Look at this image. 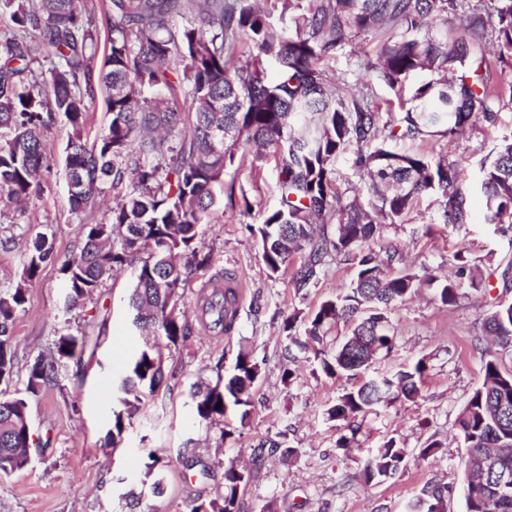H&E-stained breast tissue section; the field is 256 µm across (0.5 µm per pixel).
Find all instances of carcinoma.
I'll return each mask as SVG.
<instances>
[{
    "label": "carcinoma",
    "instance_id": "cac0c4a2",
    "mask_svg": "<svg viewBox=\"0 0 512 512\" xmlns=\"http://www.w3.org/2000/svg\"><path fill=\"white\" fill-rule=\"evenodd\" d=\"M108 22L105 61L98 53L94 6L88 0H31L11 19L18 33L0 38V207L43 191L50 169L42 132L61 116L72 130L64 148L72 211L80 220V252L61 264L68 310L93 299L114 272L130 267L132 324L152 332L127 364L112 409V443L163 381V349L179 348L192 324L178 311L183 271L203 270L210 255L198 249L202 226L214 223L212 188L224 180L241 149L255 147L279 158L278 205L251 227L273 275L292 273L296 291L317 285L326 258L358 259L350 286L325 299L308 317L292 314L283 331L291 345L312 347L322 371L356 376L373 356L393 347L388 310L427 285L441 304L463 298L457 280L430 274L422 281L388 268L398 253L377 252L380 224L403 218L420 197H435L439 223H470L468 198L484 196V222L512 232V134L497 136L476 179L457 161L425 152H397L395 139L436 141L466 133L476 122L495 130L505 101L512 102V0L459 11L458 0H103ZM359 41L370 46L364 68L392 89L408 77L433 78L413 87L410 107L381 112L373 84L349 85L322 68ZM278 70L267 80L265 63ZM106 93L111 120L93 140L83 137L88 102ZM224 131L221 141L214 130ZM351 149L354 166L369 180L374 202L348 200L336 190L334 165ZM116 203L105 221L90 222L102 194ZM336 225L335 233L325 225ZM56 260L53 239L38 233L25 250L17 282L0 291V386L13 382L16 317L27 303V285ZM227 288L201 297L198 311L211 331L229 336L238 318L233 275ZM340 321L351 333L330 351L326 327ZM304 326L305 341L297 336ZM483 333L512 344V302L485 312ZM85 341L66 332L54 350L29 365L25 392L36 396L58 381L62 367L82 362ZM428 370L425 359L391 375L345 390L328 410L332 419L366 414L394 400H412ZM481 382L459 410L455 426L477 465L492 468L479 488L464 494L465 512H512V370L489 354ZM260 365L238 353L227 380L196 386L197 416L211 425L231 406H249ZM0 475L31 464L33 435L27 399L0 391ZM409 456L389 439L364 466L370 482L391 478ZM223 491L189 512H239L247 482L234 460L222 462ZM411 512H447L446 488L425 486Z\"/></svg>",
    "mask_w": 512,
    "mask_h": 512
}]
</instances>
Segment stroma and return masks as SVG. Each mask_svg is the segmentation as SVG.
Here are the masks:
<instances>
[{
	"label": "stroma",
	"instance_id": "obj_1",
	"mask_svg": "<svg viewBox=\"0 0 512 512\" xmlns=\"http://www.w3.org/2000/svg\"><path fill=\"white\" fill-rule=\"evenodd\" d=\"M70 133L60 118L45 131L51 165L48 188L0 216V236L8 240L0 246V289L18 280L31 236L52 235L58 260L30 282L27 304L16 319L13 387L24 390L29 364L48 352L61 333L85 336L93 358L68 364L57 385L29 397L32 430L50 445L33 448L26 470L0 477V512H188L191 500L207 501L222 491L220 462L228 458L251 468L250 482L239 499L240 512H406L407 503L430 482L449 488L448 512H465L461 490L467 451L455 420L481 380L486 350H495L503 365L512 369V346L496 347L481 329L483 314L492 303L512 302V288H503L498 269L502 260L512 258V232L502 235L485 224L481 194H472L471 222L460 229L439 223L430 197L421 198L405 221L382 224L380 242L400 252V268L420 273L438 267L465 243L473 265L491 286L480 293L470 280H463L465 297L455 306L442 305L424 289L389 312L395 346L379 354L367 373L389 375L426 358L421 393L358 417L356 442L343 449L338 442L351 434L348 423L329 418L328 411L351 381L327 377L308 351L297 352V373L284 380L282 352L287 339L282 325L289 314L311 315L326 297L346 288L356 274V261L329 258L317 287L300 293L290 275H271L250 228L277 203L276 160L243 163L235 174L234 194L246 197L248 204L224 208L214 223L204 225L199 247L209 253L211 262L207 269L189 273L180 301L193 334L183 347L166 354L164 382L145 399L121 444L113 448L105 442L113 408L108 390L143 348L145 336L131 323L130 271L114 276L84 306L68 310L63 305L59 262L77 253L80 240L79 218L71 211L63 168ZM491 135L479 124L452 141L405 139L393 147L401 152L429 150L434 157L459 161L472 171L491 149ZM227 271L241 282L244 296L235 331L218 336L199 324L197 302L204 285ZM242 350L261 367L247 417L228 413L219 427L200 421L191 396L194 384L212 377L218 363L224 372H232ZM224 429L232 431V438L221 439ZM281 436L293 448L292 457L278 449L255 460L254 448ZM390 439L412 454L430 439L442 447L424 461H407L393 478L366 481L365 461ZM156 450L162 461L155 472L165 484L160 496L145 475L149 455ZM188 455L207 468V475H186L182 460Z\"/></svg>",
	"mask_w": 512,
	"mask_h": 512
}]
</instances>
